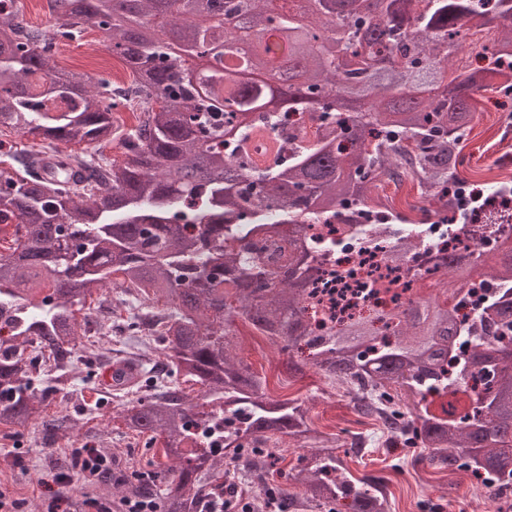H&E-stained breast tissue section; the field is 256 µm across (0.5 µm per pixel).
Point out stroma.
<instances>
[{"label":"stroma","mask_w":512,"mask_h":512,"mask_svg":"<svg viewBox=\"0 0 512 512\" xmlns=\"http://www.w3.org/2000/svg\"><path fill=\"white\" fill-rule=\"evenodd\" d=\"M56 60L95 80L124 70L96 29L85 31L80 41L60 43ZM476 99L479 116L465 137L458 170L490 192L496 190L498 182L512 180V136H504L500 121L501 113H512V96L489 90L477 94ZM118 294V289L107 288L105 301L91 303L86 312L88 328H95L109 315L119 325L110 349L99 351L93 337H80V358L72 372L73 392L44 406L46 416L69 414L88 421V429L51 435L35 424L15 435L14 446L0 445V488L24 499V512H44L42 481L63 466L74 440L84 439L89 445L111 449L117 469L130 482L153 481L164 460L159 444L111 421V414L120 409L118 400L108 397L103 405L95 403L101 369L131 362L136 351L138 338L124 327L128 314L117 307ZM235 332L238 358L271 396L302 405L307 425L329 439L354 476L372 474L389 480V512H497L500 503L512 505V494L494 499L466 470L451 473L424 462L420 445L388 442L380 433V421L355 411L345 388L331 384L312 365L297 366L296 354L271 344L248 322L237 321ZM312 453V448L285 440L279 455L270 458L262 479L249 481L242 477L238 485L261 498L274 493L280 504H287L301 495L303 487L297 474Z\"/></svg>","instance_id":"stroma-1"}]
</instances>
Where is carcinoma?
<instances>
[{"label": "carcinoma", "mask_w": 512, "mask_h": 512, "mask_svg": "<svg viewBox=\"0 0 512 512\" xmlns=\"http://www.w3.org/2000/svg\"><path fill=\"white\" fill-rule=\"evenodd\" d=\"M47 0L62 29L32 27L15 10L0 14V127L43 141L105 145L116 138L112 109L121 86L58 66L54 40L95 27L132 74L137 124L110 162L54 156L52 172L0 141V224L14 225L0 250V425L15 433L40 422L48 433L71 427L46 418L43 405L72 387L82 325L77 313L101 299L108 282L140 307L167 312L130 317L164 345L183 383L201 387L189 404L182 389L137 394L123 427L154 441L172 465L158 471L165 512H198L224 483L211 470L226 448L252 441L277 447L289 435L314 445L301 472L300 506L311 512H386L384 480L351 478L336 449L305 422L303 409L265 396L231 356L236 319L288 342L301 362L346 385L357 409L412 434L424 460L465 468L487 490H512V231L490 249L449 256L433 278L416 279L407 305L372 309L336 329L307 322L313 267L289 259L270 267L250 252L242 225L289 241L303 220L366 206L383 181L417 182L430 219H449L463 179L459 147L470 130L473 94L512 89V0H307L296 12L274 0ZM248 17L252 59L238 68L288 70L282 112H331L334 122L310 146L288 150L284 164L258 171L224 155L253 126L269 91L253 79L226 84L207 74L204 92L176 76L186 58H222L217 17ZM509 36L452 73L462 41L489 23ZM367 101L360 112L336 108ZM279 214L258 224L253 211ZM479 283L490 301L461 319L463 287ZM47 370L46 385L37 372ZM395 390L391 395L389 390Z\"/></svg>", "instance_id": "obj_1"}]
</instances>
